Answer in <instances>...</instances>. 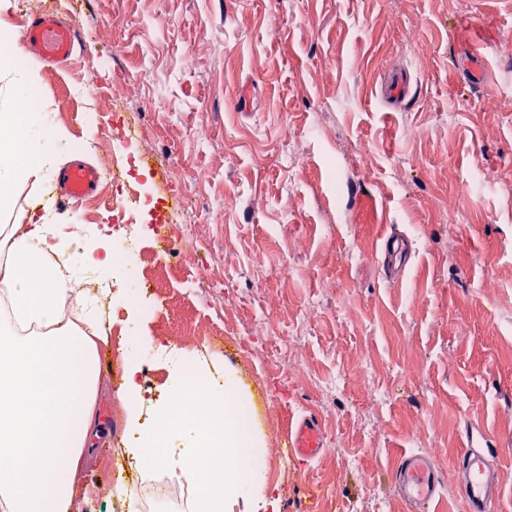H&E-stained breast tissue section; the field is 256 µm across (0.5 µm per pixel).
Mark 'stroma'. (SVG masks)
<instances>
[{"label":"stroma","mask_w":512,"mask_h":512,"mask_svg":"<svg viewBox=\"0 0 512 512\" xmlns=\"http://www.w3.org/2000/svg\"><path fill=\"white\" fill-rule=\"evenodd\" d=\"M75 1L112 39L84 43L70 65L27 59L35 98L65 133L55 166L145 155L130 191L156 201L140 217L138 303H100L103 436L79 505L116 512L124 484L119 339L194 350L207 327L241 374L281 512H409L390 478L413 450L440 470L434 512H463L468 419L498 450L501 512H512V110L492 104L512 98V0H52L64 16ZM472 44L492 59L481 87L455 70ZM397 68L411 73L410 100L391 112L377 93ZM145 69L152 80L137 85ZM91 79L134 88L120 110L96 105L95 126L73 94ZM288 138L303 141L306 166L289 165ZM173 153L185 176L156 191ZM466 181L477 188L464 197ZM111 194L106 184L62 207L56 181H29L15 206L108 224ZM192 195L197 253L160 258L157 221ZM395 228L413 255L389 282L376 253ZM305 413L329 447L309 463L285 441Z\"/></svg>","instance_id":"stroma-1"}]
</instances>
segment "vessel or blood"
<instances>
[{"label": "vessel or blood", "mask_w": 512, "mask_h": 512, "mask_svg": "<svg viewBox=\"0 0 512 512\" xmlns=\"http://www.w3.org/2000/svg\"><path fill=\"white\" fill-rule=\"evenodd\" d=\"M23 37L31 52L41 61L58 64L67 61L78 43L74 28L52 11H42L29 18L23 28ZM490 68L487 54L473 49L467 53L466 70L471 82L482 83ZM100 184L96 168L74 163L62 169L58 176L57 200L72 205L93 195ZM387 258L383 269L390 276H398L406 258V247L401 236L391 235L384 241ZM287 446L291 454L305 460L316 458L325 446L322 426L315 415L309 414L290 425ZM497 451L480 426L467 424L458 457L460 473L457 491L467 512H495L502 498L496 464ZM392 481L400 496L419 508L437 502L442 488L441 474L428 455L411 452L402 455L392 473Z\"/></svg>", "instance_id": "obj_1"}]
</instances>
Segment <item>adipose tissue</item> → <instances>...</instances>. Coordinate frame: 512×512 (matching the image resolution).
Segmentation results:
<instances>
[{"instance_id":"adipose-tissue-1","label":"adipose tissue","mask_w":512,"mask_h":512,"mask_svg":"<svg viewBox=\"0 0 512 512\" xmlns=\"http://www.w3.org/2000/svg\"><path fill=\"white\" fill-rule=\"evenodd\" d=\"M14 0H0V208L22 183L44 181L63 131L48 110L29 109L35 72L21 64L4 26ZM63 227L50 214L23 211L0 226V296L14 304L0 332V512H74L81 460L99 434L96 396L99 308L77 294L83 326L64 314L68 283L57 263ZM170 399L155 403L156 431L174 429L176 446L156 455L154 433L128 450L133 465L159 466L189 490L188 512H279L259 434L232 366L175 355Z\"/></svg>"}]
</instances>
